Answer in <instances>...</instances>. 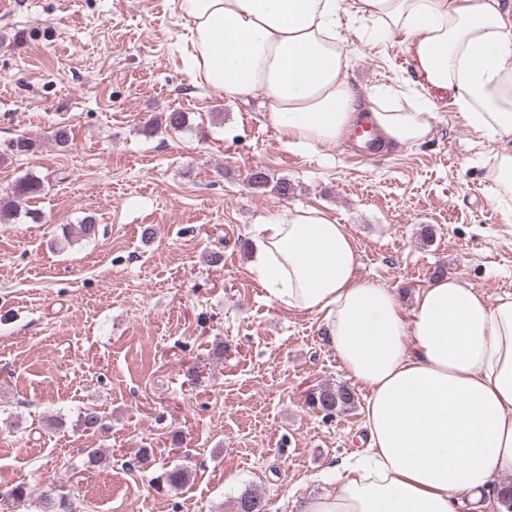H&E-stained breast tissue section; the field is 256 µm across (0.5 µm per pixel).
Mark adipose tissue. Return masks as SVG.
<instances>
[{"label": "adipose tissue", "mask_w": 512, "mask_h": 512, "mask_svg": "<svg viewBox=\"0 0 512 512\" xmlns=\"http://www.w3.org/2000/svg\"><path fill=\"white\" fill-rule=\"evenodd\" d=\"M196 76L229 99L261 96L292 151L336 147L357 121L388 146L430 136L448 98L498 146L491 198L512 214V11L502 0H178ZM400 38L417 91L360 92L342 18ZM251 269L279 305L323 314L347 377L366 392L368 444L339 462L336 493L298 512H502L512 475V295L489 301L441 276L404 317L384 285L356 278L345 225L295 208L255 225Z\"/></svg>", "instance_id": "adipose-tissue-1"}]
</instances>
